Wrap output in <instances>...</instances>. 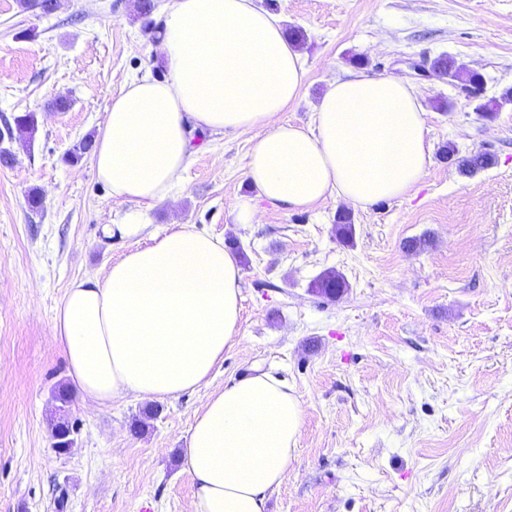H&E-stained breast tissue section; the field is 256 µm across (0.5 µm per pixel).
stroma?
<instances>
[{"instance_id":"stroma-1","label":"stroma","mask_w":512,"mask_h":512,"mask_svg":"<svg viewBox=\"0 0 512 512\" xmlns=\"http://www.w3.org/2000/svg\"><path fill=\"white\" fill-rule=\"evenodd\" d=\"M254 2L304 35V85L281 120L309 124L348 72L398 77L427 114L428 172L404 198L310 210L260 200L255 223L240 224L251 136L197 134L173 199L138 239L105 243L103 226L130 205L98 182L90 154H69L98 136L126 81L163 77L167 0L146 18L137 0H54L48 12L42 0H0V128L37 116L0 165V512H139L146 501L192 512L180 457L194 418L254 366L277 370L303 405L267 512H512V101L482 117L430 70L447 57L481 73L487 97L512 89V0ZM449 144L494 163L460 174L441 155ZM345 210L348 240L336 232ZM181 224L244 252L238 335L206 384L159 402L155 417L142 399L98 408L72 392L76 444L56 453V394L71 384L53 342L57 305L73 280L104 276ZM419 237L427 245L412 249ZM330 270L347 285L333 299L311 290Z\"/></svg>"}]
</instances>
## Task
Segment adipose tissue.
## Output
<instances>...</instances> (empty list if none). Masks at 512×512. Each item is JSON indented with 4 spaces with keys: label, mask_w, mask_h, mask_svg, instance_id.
Listing matches in <instances>:
<instances>
[{
    "label": "adipose tissue",
    "mask_w": 512,
    "mask_h": 512,
    "mask_svg": "<svg viewBox=\"0 0 512 512\" xmlns=\"http://www.w3.org/2000/svg\"><path fill=\"white\" fill-rule=\"evenodd\" d=\"M159 51L165 79L136 78L112 99L93 168L133 204L117 232L141 235L148 210L172 198L192 155L193 131L255 132L246 178L257 198L234 204L252 223L256 199L308 209L408 195L431 165L427 119L415 90L393 76L333 82L314 123H283L306 70L279 20L254 0H172ZM241 268L221 239L179 228L71 282L53 340L83 401L174 399L207 383L238 333ZM302 403L259 371L214 392L196 415L181 470L192 512H265L294 457Z\"/></svg>",
    "instance_id": "ef3b65f1"
}]
</instances>
